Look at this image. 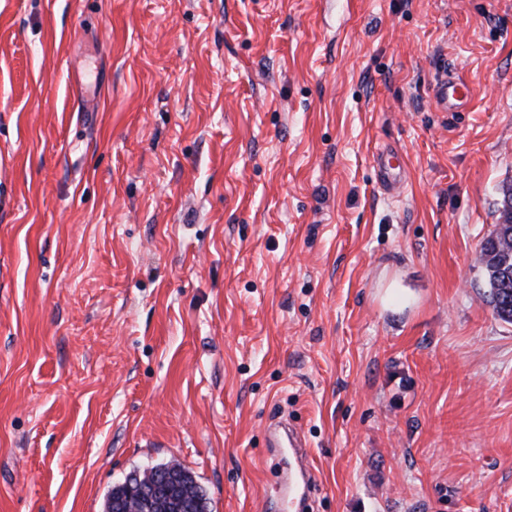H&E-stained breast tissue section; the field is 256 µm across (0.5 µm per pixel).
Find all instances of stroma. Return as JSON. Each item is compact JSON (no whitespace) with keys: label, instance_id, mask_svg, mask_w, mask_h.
I'll return each mask as SVG.
<instances>
[{"label":"stroma","instance_id":"35a3bbf8","mask_svg":"<svg viewBox=\"0 0 512 512\" xmlns=\"http://www.w3.org/2000/svg\"><path fill=\"white\" fill-rule=\"evenodd\" d=\"M509 183L512 0H0V512H512ZM438 95L445 108L451 110L452 107L458 105L457 101H459L454 97V95L460 98H468L470 96V90L464 83L450 75L446 79L445 83L440 87ZM498 221L481 246L486 302L503 322L512 323V186L501 191ZM270 437V447L275 448L278 454H281L282 451L283 460L288 466L286 481L280 488V491L285 494L283 498L286 504L282 511H303L306 497L314 480L307 470L293 467L292 460L301 459V448H305V445L290 427H275ZM179 476L178 487L169 494L160 493L151 499H138L133 493L137 486L155 482L154 475L145 471L131 473V484L115 485L106 502V512H210L208 498L193 475L178 463L162 464ZM136 507V511H132Z\"/></svg>","mask_w":512,"mask_h":512}]
</instances>
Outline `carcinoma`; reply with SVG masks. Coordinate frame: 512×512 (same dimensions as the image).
Returning a JSON list of instances; mask_svg holds the SVG:
<instances>
[{"instance_id":"obj_1","label":"carcinoma","mask_w":512,"mask_h":512,"mask_svg":"<svg viewBox=\"0 0 512 512\" xmlns=\"http://www.w3.org/2000/svg\"><path fill=\"white\" fill-rule=\"evenodd\" d=\"M499 217L494 230L481 246L484 276L487 286L486 302L494 314L506 323H512V186L501 191ZM179 476L178 487L172 492L160 493L150 499H138L134 489L155 482L146 472L131 474V484L112 488L106 512H210L208 498L193 475L178 463L167 464Z\"/></svg>"}]
</instances>
